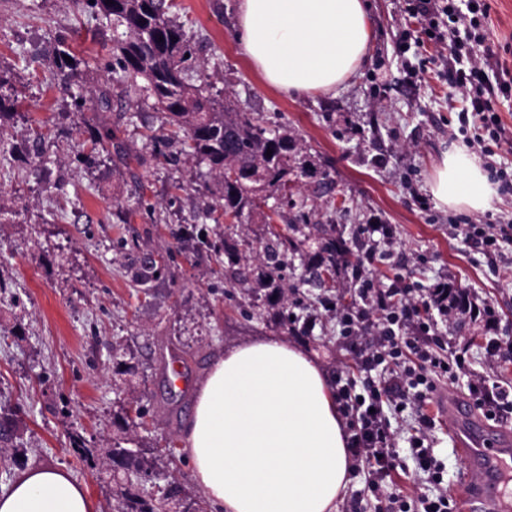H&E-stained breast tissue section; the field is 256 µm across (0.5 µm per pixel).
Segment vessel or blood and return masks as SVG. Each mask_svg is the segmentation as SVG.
I'll return each mask as SVG.
<instances>
[{
	"label": "vessel or blood",
	"instance_id": "vessel-or-blood-1",
	"mask_svg": "<svg viewBox=\"0 0 512 512\" xmlns=\"http://www.w3.org/2000/svg\"><path fill=\"white\" fill-rule=\"evenodd\" d=\"M438 412L453 424V446L466 469L454 495L459 512H503L500 505L503 472L512 462V429L489 424L463 399L439 392Z\"/></svg>",
	"mask_w": 512,
	"mask_h": 512
}]
</instances>
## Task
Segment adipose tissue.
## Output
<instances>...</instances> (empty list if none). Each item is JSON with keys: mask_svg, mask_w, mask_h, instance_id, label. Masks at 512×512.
Segmentation results:
<instances>
[{"mask_svg": "<svg viewBox=\"0 0 512 512\" xmlns=\"http://www.w3.org/2000/svg\"><path fill=\"white\" fill-rule=\"evenodd\" d=\"M236 33L252 71L291 97L329 93L367 54L364 0H239ZM431 190L445 207L485 210L495 191L476 156L444 153ZM182 451L211 512H336L350 482L346 426L318 360L288 340L219 356L193 398ZM0 512H94L62 468L30 466L0 491Z\"/></svg>", "mask_w": 512, "mask_h": 512, "instance_id": "obj_1", "label": "adipose tissue"}]
</instances>
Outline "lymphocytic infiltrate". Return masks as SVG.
I'll return each mask as SVG.
<instances>
[{
    "label": "lymphocytic infiltrate",
    "instance_id": "lymphocytic-infiltrate-1",
    "mask_svg": "<svg viewBox=\"0 0 512 512\" xmlns=\"http://www.w3.org/2000/svg\"><path fill=\"white\" fill-rule=\"evenodd\" d=\"M429 38L450 40L456 49L457 69L452 83L463 91L461 124H474V143L485 153L502 145L512 148L507 132L494 108L497 94L506 85L494 84L481 64L468 51L469 40L487 17L482 0H414L411 9ZM467 239L487 256L512 255V224H470ZM357 289L353 305L334 304L344 340L356 343L360 376H346L336 390L341 413L350 420L349 451L371 467L368 488L380 500L379 512H456V502L443 485V468L432 455L427 441L436 418L427 411L431 396L442 380L456 379L468 369V350H449L440 323L450 321L457 310L453 285L440 280L426 294L410 288H388L376 279L368 265H360L352 277ZM470 395L485 417L496 420L512 413V391L500 383L473 376ZM412 411L416 428L408 440L410 457L417 472L427 474L436 486L434 495L388 491V481L397 468L396 442L389 418Z\"/></svg>",
    "mask_w": 512,
    "mask_h": 512
}]
</instances>
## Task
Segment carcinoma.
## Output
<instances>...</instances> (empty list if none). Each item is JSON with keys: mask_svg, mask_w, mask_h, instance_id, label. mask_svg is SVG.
I'll use <instances>...</instances> for the list:
<instances>
[{"mask_svg": "<svg viewBox=\"0 0 512 512\" xmlns=\"http://www.w3.org/2000/svg\"><path fill=\"white\" fill-rule=\"evenodd\" d=\"M81 2L84 8L109 21L113 29H122L116 50L100 63L102 71L133 93L153 99L154 108L182 131L178 153L160 151L157 157L174 162L177 154L187 151L219 174L218 188L203 201L202 219L217 224L221 218H230L232 222L224 224L213 238L208 237L205 226L185 224L179 239L209 253L216 266L213 273L230 277L236 285L224 296L237 302L246 319L261 320L262 305L252 296L248 278L241 272L246 255L228 243V236L232 226L244 221L258 220L266 225L265 233L244 241L248 253L260 260V275L271 288L265 295L266 305L274 318L292 326L299 324L303 335H311L314 305L297 298L293 308H288L281 287L284 272L300 266L301 273L289 287L296 295L301 288L322 282L323 273L336 274L338 262L349 265L351 243L341 237L330 238L314 255L304 252L309 240L305 233L309 228L307 198L294 193V188L299 180L314 177L315 172L296 159L295 137L286 130L261 124L229 98L212 93L208 76L196 65L191 39L171 16L174 0ZM81 63L74 58L61 64L68 69L60 79L61 91H69ZM112 140L111 132L100 134L94 141V153L81 155L82 161L94 165ZM285 211L291 217L279 230L272 226L271 214L281 218ZM160 269L161 262L152 258L140 263L137 282L143 292L150 290L149 283L157 279ZM109 460L115 479L125 485L114 512H165L174 500L183 512H208L202 498L187 494L177 485L161 494L147 488L157 467L147 449L124 448L116 443Z\"/></svg>", "mask_w": 512, "mask_h": 512, "instance_id": "1", "label": "carcinoma"}]
</instances>
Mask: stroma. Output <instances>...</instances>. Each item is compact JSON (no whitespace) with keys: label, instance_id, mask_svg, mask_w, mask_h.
Returning a JSON list of instances; mask_svg holds the SVG:
<instances>
[{"label":"stroma","instance_id":"stroma-1","mask_svg":"<svg viewBox=\"0 0 512 512\" xmlns=\"http://www.w3.org/2000/svg\"><path fill=\"white\" fill-rule=\"evenodd\" d=\"M486 2L489 17L474 49H491V67L512 84V0ZM175 4L214 92L288 129L300 158L333 181L332 196L317 197L314 179H304L311 223L348 239L363 225H387L392 242L379 237L373 244L382 255L373 270L385 286L426 289L443 277L489 303L493 323L455 318L448 340L469 344L470 370L512 384V361L485 360L488 341L512 337V267L479 253L464 235L470 222L512 224V188L497 177L512 155L482 156L497 190L484 211L443 207L431 192L443 153L464 144L460 94L448 78L450 42L402 48V31L421 33L407 0H367L372 39L355 75L333 92L292 98L265 86L246 63L234 35L237 0ZM115 47L112 30L79 0H0V94L22 97L17 113L0 119V413L12 415L27 464L67 469L87 486L96 512H112L121 492L106 463L120 439L154 449L159 486L173 480L195 490L181 437L196 383L230 347L286 334L276 324L246 320L220 293L205 252L173 237L178 225L195 223L217 178L190 155L173 166L152 160L148 136L171 128L148 102L107 84L96 69L95 60ZM63 49L87 62L74 93L94 98L102 85L110 87L108 106L79 122L56 85ZM99 128L110 129L121 150L89 168L78 156L90 152ZM33 132L45 137L39 158L27 141ZM149 253L167 264L145 294L134 259ZM292 342L333 376L354 355L331 311L312 335ZM116 348L130 357L132 372L115 371ZM176 364L178 381L171 374ZM138 398L149 408L147 421L121 432L114 421ZM390 422L399 463L410 471L397 485L410 481L417 494L430 493L405 441L413 415ZM75 432L86 451L74 448Z\"/></svg>","mask_w":512,"mask_h":512}]
</instances>
